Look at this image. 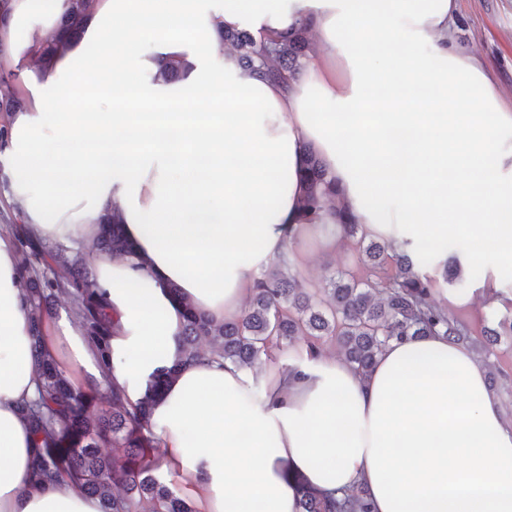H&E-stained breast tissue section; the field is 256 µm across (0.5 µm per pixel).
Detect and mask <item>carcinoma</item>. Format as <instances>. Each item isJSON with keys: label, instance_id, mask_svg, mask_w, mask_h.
<instances>
[{"label": "carcinoma", "instance_id": "cac0c4a2", "mask_svg": "<svg viewBox=\"0 0 512 512\" xmlns=\"http://www.w3.org/2000/svg\"><path fill=\"white\" fill-rule=\"evenodd\" d=\"M94 3L69 0L60 38L30 51L37 67L48 68L55 51L83 34L84 19ZM223 40L234 49L244 69L272 79L294 74L309 49L304 25L284 44L267 43L260 48L247 31L227 32ZM301 179L305 184L302 218L313 220L321 212L333 210L334 228L352 240L363 274L347 278L334 272L326 278L327 287L313 290L301 287L298 275L279 259L256 280L238 318L217 323L187 308L180 339L186 358L209 351L242 368L252 367L263 359L277 358L301 339L310 360L322 355V345L330 338L340 345L346 363L365 375L391 341L441 336L453 344L488 351L504 336L512 340V298L500 297L509 314L475 334L468 322L437 302L436 280L419 273V266L431 259L430 253L409 242L398 248L364 225L350 222L346 210L334 207L336 178L329 176L314 149L307 150ZM37 249L36 253L19 254L34 322L40 324L50 314L51 296L71 297L88 329V339L97 347L104 365H109L110 321L102 292L89 275L86 254L70 258L66 248L43 241L38 242ZM91 250H105L115 256L132 254L118 211L101 220ZM38 253L54 262L52 277L37 269ZM204 346L208 350H202ZM37 366L38 396L22 406L34 441L32 484L62 478L97 497L102 512H193L185 499L156 477V458L151 455V406L171 371L163 369L153 377L135 408H129L123 393L114 390L107 397L109 408L94 417L86 386L65 378L52 355L37 354ZM106 444L112 445L110 456L99 452ZM297 484L300 512H372L369 493L362 486L335 495L309 491L300 478Z\"/></svg>", "mask_w": 512, "mask_h": 512}]
</instances>
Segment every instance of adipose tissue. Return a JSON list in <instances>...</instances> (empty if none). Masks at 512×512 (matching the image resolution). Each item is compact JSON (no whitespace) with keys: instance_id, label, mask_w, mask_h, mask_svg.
<instances>
[{"instance_id":"1","label":"adipose tissue","mask_w":512,"mask_h":512,"mask_svg":"<svg viewBox=\"0 0 512 512\" xmlns=\"http://www.w3.org/2000/svg\"><path fill=\"white\" fill-rule=\"evenodd\" d=\"M64 2L0 0V63L25 87L0 147V204L74 251L119 210L132 254L91 260L112 316L109 367L76 312L44 319L60 370L132 404L172 370L151 430L194 512H299L293 471L322 492L365 486L374 512H512V422L470 349L393 341L364 376L337 358L255 372L179 347L186 306L235 318L287 257L310 146L354 223L398 244L461 234L512 259V150L499 138L512 109L484 63L451 45L458 0H99L51 68L27 67ZM304 23L318 42L286 84L242 69L222 43ZM370 35L387 53L362 50ZM91 45L111 52L110 69L88 59ZM171 61L176 82L161 74ZM73 149L81 162L59 179ZM28 310L0 226V512H101L73 487L29 486Z\"/></svg>"}]
</instances>
